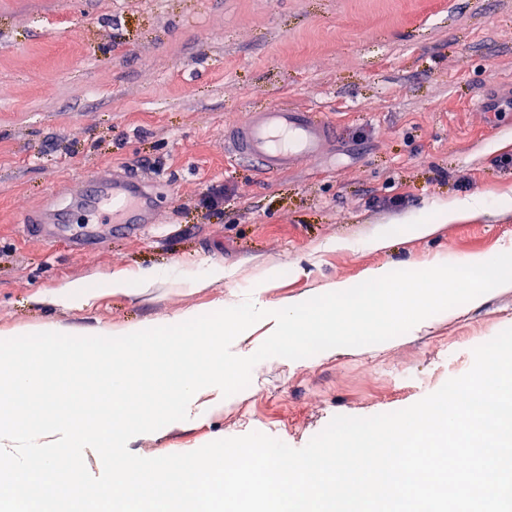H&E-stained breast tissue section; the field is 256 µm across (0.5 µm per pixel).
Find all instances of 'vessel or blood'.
<instances>
[{"mask_svg": "<svg viewBox=\"0 0 512 512\" xmlns=\"http://www.w3.org/2000/svg\"><path fill=\"white\" fill-rule=\"evenodd\" d=\"M512 103V92L497 90L478 99L476 108L493 114ZM336 144V127L318 111L270 105L248 113L245 120L224 130V148L230 157L258 164L275 174L303 162L319 160ZM97 188L83 197L88 222L100 235L113 225L135 234L154 220L151 183L143 177L112 174L97 178Z\"/></svg>", "mask_w": 512, "mask_h": 512, "instance_id": "obj_1", "label": "vessel or blood"}]
</instances>
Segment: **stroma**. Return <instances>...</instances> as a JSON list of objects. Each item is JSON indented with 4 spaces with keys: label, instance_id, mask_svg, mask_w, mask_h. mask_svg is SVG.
Returning <instances> with one entry per match:
<instances>
[{
    "label": "stroma",
    "instance_id": "obj_1",
    "mask_svg": "<svg viewBox=\"0 0 512 512\" xmlns=\"http://www.w3.org/2000/svg\"><path fill=\"white\" fill-rule=\"evenodd\" d=\"M508 83L512 0H0V334L52 322L84 336L213 312L247 287L275 307L361 283L369 268L496 252L512 243V208L495 205L512 199V112L492 119L473 103ZM272 104L321 110L335 148L274 175L226 158L225 127ZM116 169L155 181L141 233L76 250L67 235L24 232L59 207L78 231L88 179ZM474 194L493 207L427 238L402 235L411 214ZM383 231L387 248H362ZM339 239L350 248H334ZM205 261L230 278L194 292L174 278ZM145 270L158 278L130 294L81 307L56 295ZM508 328L512 290L495 289L380 344L271 357L245 389L128 448L154 458L254 431L301 448L335 416L416 403Z\"/></svg>",
    "mask_w": 512,
    "mask_h": 512
}]
</instances>
